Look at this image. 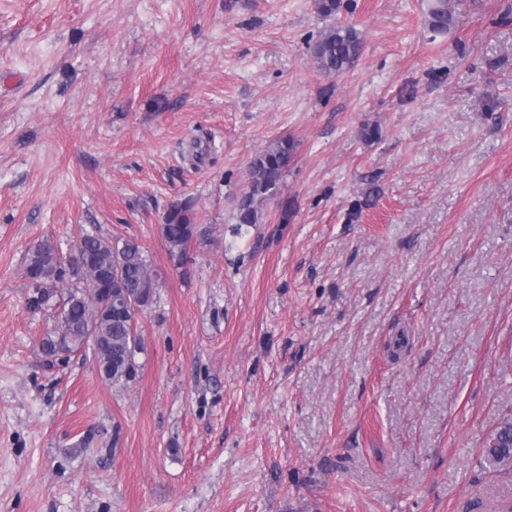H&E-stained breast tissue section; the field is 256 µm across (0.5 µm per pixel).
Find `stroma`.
Segmentation results:
<instances>
[{
    "label": "stroma",
    "instance_id": "1",
    "mask_svg": "<svg viewBox=\"0 0 512 512\" xmlns=\"http://www.w3.org/2000/svg\"><path fill=\"white\" fill-rule=\"evenodd\" d=\"M429 3L341 0L334 78L316 0H0V512H512V0ZM86 231L160 274L124 385L29 304ZM429 5V25L435 31H447L454 27L463 0H431ZM362 48V38L353 26L331 25L315 42L311 55L318 70L338 77L354 66ZM295 152L296 145L293 140L279 138L252 158L247 186L236 206V224L259 223L263 203L280 190ZM191 208L187 202L173 206L165 215L164 224H162V234L169 254L179 261L183 258L196 230L195 224L188 215ZM512 459V422L502 424L484 449V460L497 468Z\"/></svg>",
    "mask_w": 512,
    "mask_h": 512
}]
</instances>
